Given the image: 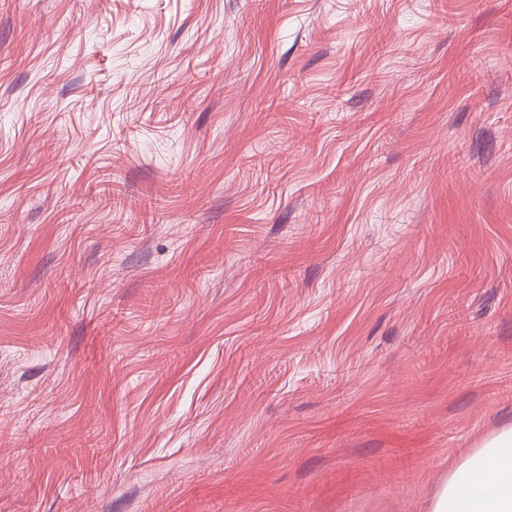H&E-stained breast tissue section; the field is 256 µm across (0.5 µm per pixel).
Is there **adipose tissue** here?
<instances>
[{"instance_id": "1", "label": "adipose tissue", "mask_w": 512, "mask_h": 512, "mask_svg": "<svg viewBox=\"0 0 512 512\" xmlns=\"http://www.w3.org/2000/svg\"><path fill=\"white\" fill-rule=\"evenodd\" d=\"M474 454L481 466L471 468L465 459L449 469L429 512H512V427L487 439Z\"/></svg>"}]
</instances>
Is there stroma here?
Wrapping results in <instances>:
<instances>
[{
  "label": "stroma",
  "mask_w": 512,
  "mask_h": 512,
  "mask_svg": "<svg viewBox=\"0 0 512 512\" xmlns=\"http://www.w3.org/2000/svg\"><path fill=\"white\" fill-rule=\"evenodd\" d=\"M509 426L512 0H0V512H429Z\"/></svg>",
  "instance_id": "35a3bbf8"
}]
</instances>
